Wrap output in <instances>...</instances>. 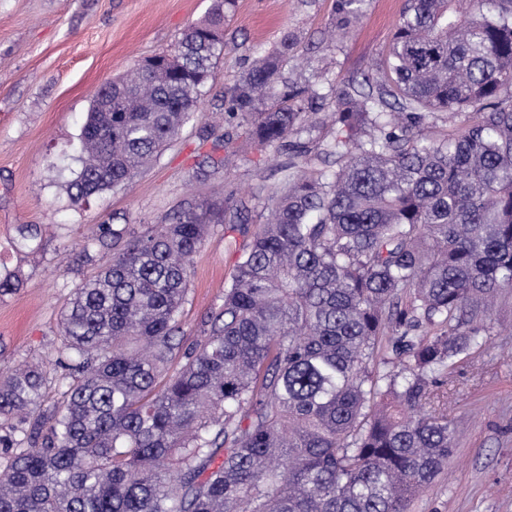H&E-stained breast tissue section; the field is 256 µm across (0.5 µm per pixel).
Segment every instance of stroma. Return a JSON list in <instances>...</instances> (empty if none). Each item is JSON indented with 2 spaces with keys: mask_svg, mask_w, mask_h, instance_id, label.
I'll return each mask as SVG.
<instances>
[{
  "mask_svg": "<svg viewBox=\"0 0 512 512\" xmlns=\"http://www.w3.org/2000/svg\"><path fill=\"white\" fill-rule=\"evenodd\" d=\"M403 0H369L358 28L330 39L333 0H236L224 23V53L203 89L205 117L187 123L131 189L73 203L66 184L79 170L80 136L99 88L143 58L173 50L214 0H0V273L21 283L0 296V372L25 361L54 362L61 311L81 282L109 256L83 251L93 225L123 224L128 236L197 198L242 208L234 232L212 225L189 267L181 317L184 347L203 340L224 300V282L267 216L286 150L258 152L237 128L212 116L214 104L248 68L257 50L288 34L311 62H289L285 77L323 79L339 90L376 67L391 42ZM229 142L231 162L203 172L209 134ZM34 226L37 251L15 246ZM493 329L449 371L448 418L457 442L448 474L412 512H512V291L498 295Z\"/></svg>",
  "mask_w": 512,
  "mask_h": 512,
  "instance_id": "obj_1",
  "label": "stroma"
}]
</instances>
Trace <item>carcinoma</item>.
<instances>
[{
  "instance_id": "obj_1",
  "label": "carcinoma",
  "mask_w": 512,
  "mask_h": 512,
  "mask_svg": "<svg viewBox=\"0 0 512 512\" xmlns=\"http://www.w3.org/2000/svg\"><path fill=\"white\" fill-rule=\"evenodd\" d=\"M365 2L334 0V30ZM235 3L97 92L74 203L129 187L202 111ZM294 46L224 94V122L288 162L208 336H178L190 262L242 210L201 198L125 245L95 225L112 258L69 299L56 368L0 375V512H410L447 473L444 377L512 290V0H404L384 64L344 90L288 83Z\"/></svg>"
}]
</instances>
